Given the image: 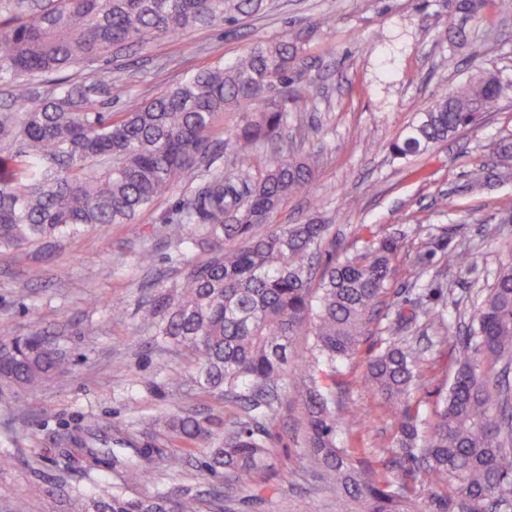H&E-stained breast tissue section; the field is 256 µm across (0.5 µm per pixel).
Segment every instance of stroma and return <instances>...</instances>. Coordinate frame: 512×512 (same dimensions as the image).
<instances>
[{"label":"stroma","mask_w":512,"mask_h":512,"mask_svg":"<svg viewBox=\"0 0 512 512\" xmlns=\"http://www.w3.org/2000/svg\"><path fill=\"white\" fill-rule=\"evenodd\" d=\"M465 27L467 42L453 37ZM298 48L299 75L288 94V131L302 138L317 159L316 178L288 199L279 224L322 222L330 232L321 261L340 260L372 241L395 236L401 248L386 290L351 360L325 369L322 382L336 413L366 416L360 435L368 455L391 447L396 429L391 410L366 382L367 363L392 340L388 326L397 312L437 307L444 324H409L405 339L428 347L413 403L432 418L454 373L453 340L502 265L512 262V181L474 193L461 192L485 166L491 147L512 138V91L481 122L408 161L392 159L380 144L395 138L442 91L479 71L512 84V16L487 5L481 22H462L455 0H265L262 10L236 24L198 27L178 37L116 50L70 78L90 79L119 67L124 88L111 94L119 112L128 98L145 102L198 69L233 64L249 48L279 40ZM480 43L471 53L469 41ZM241 114H220L210 135L204 166L230 168L235 158L229 131ZM201 169L160 197L128 224H104L78 235L44 239L0 252V325L23 336L35 329L63 331L72 356L69 369L0 405V512H61L51 492L60 479L96 495L77 474L61 476L56 439L92 424H108L112 438L138 446L148 442L173 454L176 442L160 433L164 414L181 411L204 420L212 438L242 414L223 393L192 386L194 358L162 345L142 318L161 287L172 285L185 261L202 258L179 207L201 182ZM455 194L446 209L442 199ZM472 254L469 269L449 267L448 254ZM152 255L141 264L142 255ZM125 310L112 317L113 305ZM305 411L300 388L288 385L265 425L267 462L253 483L240 487L212 477L191 458L177 469L155 471L141 490L173 495L219 490L224 512H344L345 502L312 466L304 445ZM37 459L30 469L29 459Z\"/></svg>","instance_id":"35a3bbf8"}]
</instances>
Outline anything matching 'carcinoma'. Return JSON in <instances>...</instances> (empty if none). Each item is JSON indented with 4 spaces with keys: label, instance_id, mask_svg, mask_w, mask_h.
Returning a JSON list of instances; mask_svg holds the SVG:
<instances>
[{
    "label": "carcinoma",
    "instance_id": "obj_1",
    "mask_svg": "<svg viewBox=\"0 0 512 512\" xmlns=\"http://www.w3.org/2000/svg\"><path fill=\"white\" fill-rule=\"evenodd\" d=\"M488 0H457V10L481 18ZM263 0H0V82L11 85L0 107V250L73 235L89 226L128 224L181 184L207 151L216 115L234 108L242 119L230 136L236 169H208L204 183L181 209V223L197 228L195 244L208 247L203 261H187L175 293H161L145 317L163 341L196 357L195 380L243 403L244 415L207 449L204 467L251 484L266 462L262 422L293 382L305 392L306 447L328 483L354 505L353 512H418L405 485L390 470L405 460L443 489V509L491 512L512 506V392L503 375L512 368V263L500 269L478 303L466 336L454 348L448 394L433 420L411 405L417 367L426 351L393 341L367 366L375 394L396 410L398 449H378V467L358 469L363 448H340L337 431L347 421L320 385V366L351 358L370 314L386 288L399 248L395 239L323 266L314 281L312 259L329 225L275 224L284 203L314 181L312 156L284 141L288 88L295 81L296 46L258 45L230 66L196 70L149 102L132 99L122 112L100 109L102 97L124 80L121 70L74 82L64 72L112 53L115 47L192 28L233 22L258 12ZM52 90L34 103L29 77ZM504 91L493 72H478L442 93L386 145L407 159L448 141L476 123ZM261 97L271 105L259 112ZM267 149L264 173L244 174ZM493 170H480L470 185L512 179V141L491 154ZM313 325L315 356L288 368V346L305 323ZM66 351L39 331L14 336L0 327V403L62 373ZM180 454L145 447L128 454L112 447V427L66 434L56 465L68 475L110 478L122 487L87 498L65 483L52 492L68 512H222L224 507L187 494L128 495L158 466L177 467L195 456L209 430L191 415L163 419Z\"/></svg>",
    "mask_w": 512,
    "mask_h": 512
}]
</instances>
